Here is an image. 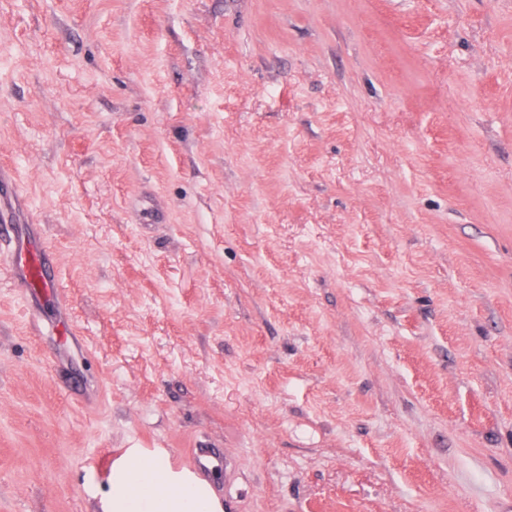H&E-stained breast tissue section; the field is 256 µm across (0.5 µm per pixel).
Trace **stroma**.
Segmentation results:
<instances>
[{
	"label": "stroma",
	"instance_id": "obj_1",
	"mask_svg": "<svg viewBox=\"0 0 512 512\" xmlns=\"http://www.w3.org/2000/svg\"><path fill=\"white\" fill-rule=\"evenodd\" d=\"M0 512L220 448L234 512H512V0H0ZM0 169V261L6 263L17 283L19 292L26 297L34 309L50 321L56 330L62 325L65 335L76 336L69 321L59 323L49 314L44 305L61 296L57 276V265L39 242L21 241L20 229L16 223L12 201L20 193V186L13 177L1 176Z\"/></svg>",
	"mask_w": 512,
	"mask_h": 512
}]
</instances>
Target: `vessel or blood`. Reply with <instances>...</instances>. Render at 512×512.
Listing matches in <instances>:
<instances>
[{
	"instance_id": "b4317fda",
	"label": "vessel or blood",
	"mask_w": 512,
	"mask_h": 512,
	"mask_svg": "<svg viewBox=\"0 0 512 512\" xmlns=\"http://www.w3.org/2000/svg\"><path fill=\"white\" fill-rule=\"evenodd\" d=\"M19 192L15 178L0 175V262L7 264L20 293L39 308L55 301L62 291L54 259L39 242L20 238L12 208ZM193 458L200 470L211 474L224 467V451L220 448L194 449Z\"/></svg>"
}]
</instances>
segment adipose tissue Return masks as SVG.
<instances>
[{
	"instance_id": "1",
	"label": "adipose tissue",
	"mask_w": 512,
	"mask_h": 512,
	"mask_svg": "<svg viewBox=\"0 0 512 512\" xmlns=\"http://www.w3.org/2000/svg\"><path fill=\"white\" fill-rule=\"evenodd\" d=\"M86 491L101 512H224L210 484L190 468H177L166 450L127 448L112 464L108 487L88 479Z\"/></svg>"
}]
</instances>
